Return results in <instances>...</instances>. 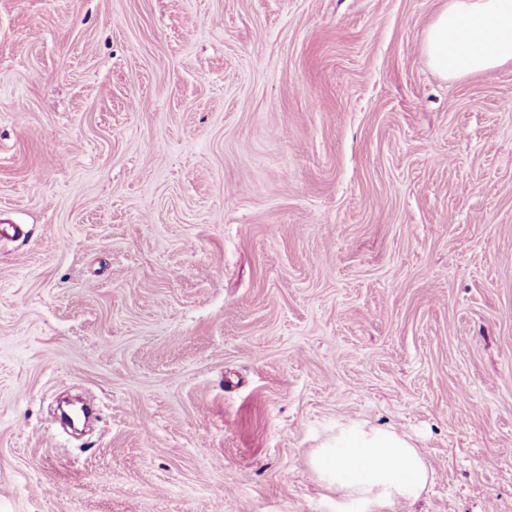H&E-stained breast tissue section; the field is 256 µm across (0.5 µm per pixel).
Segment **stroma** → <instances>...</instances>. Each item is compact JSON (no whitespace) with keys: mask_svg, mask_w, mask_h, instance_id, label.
Here are the masks:
<instances>
[{"mask_svg":"<svg viewBox=\"0 0 512 512\" xmlns=\"http://www.w3.org/2000/svg\"><path fill=\"white\" fill-rule=\"evenodd\" d=\"M445 0H0V512H340L337 426L512 512V67ZM423 50L449 79L512 66V0H448L426 28Z\"/></svg>","mask_w":512,"mask_h":512,"instance_id":"35a3bbf8","label":"stroma"}]
</instances>
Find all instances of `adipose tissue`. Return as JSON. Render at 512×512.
I'll return each mask as SVG.
<instances>
[{"label": "adipose tissue", "instance_id": "1", "mask_svg": "<svg viewBox=\"0 0 512 512\" xmlns=\"http://www.w3.org/2000/svg\"><path fill=\"white\" fill-rule=\"evenodd\" d=\"M423 50L449 79L512 66V0H447L425 31ZM309 462L347 504L416 500L433 475L405 435L357 422L328 437Z\"/></svg>", "mask_w": 512, "mask_h": 512}]
</instances>
